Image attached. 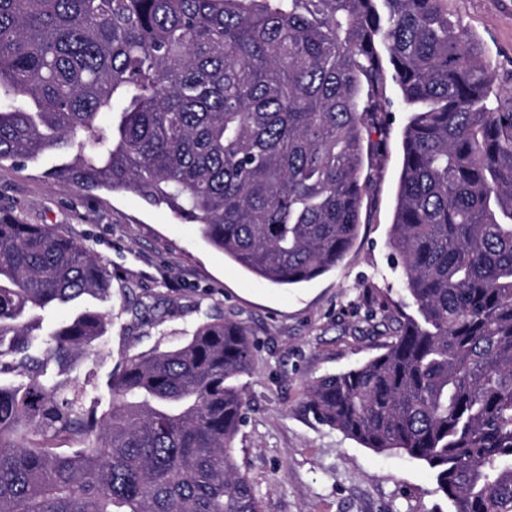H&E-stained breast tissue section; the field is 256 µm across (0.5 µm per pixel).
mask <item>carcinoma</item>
Wrapping results in <instances>:
<instances>
[{
  "instance_id": "carcinoma-1",
  "label": "carcinoma",
  "mask_w": 512,
  "mask_h": 512,
  "mask_svg": "<svg viewBox=\"0 0 512 512\" xmlns=\"http://www.w3.org/2000/svg\"><path fill=\"white\" fill-rule=\"evenodd\" d=\"M448 0H0V162L43 153L85 192L198 225L274 285L358 234L364 141L396 88L390 245L416 312L383 351L307 383L317 420L424 462L453 512H512V105ZM112 297L83 240L0 208V512H262L238 465L254 342L208 318L125 358L100 411L70 377L112 356Z\"/></svg>"
}]
</instances>
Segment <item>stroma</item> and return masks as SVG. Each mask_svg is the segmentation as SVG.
<instances>
[{
  "label": "stroma",
  "mask_w": 512,
  "mask_h": 512,
  "mask_svg": "<svg viewBox=\"0 0 512 512\" xmlns=\"http://www.w3.org/2000/svg\"><path fill=\"white\" fill-rule=\"evenodd\" d=\"M479 42L495 77L490 104L512 101V0H448ZM408 112L393 113L365 168L370 181L358 236L335 268L311 281L276 286L207 245L197 225L128 192L87 194L56 186L47 154L18 167L0 164V207L30 224L79 237L112 279L103 309L111 361L85 359L79 385L109 409L110 376L122 357L185 342L206 317L240 322L256 343L242 377L247 414L235 440L237 460L263 512H452L433 472L401 454L378 453L322 425L305 405V385L381 351L386 322L405 300L401 267L389 245ZM388 307L368 318V289Z\"/></svg>",
  "instance_id": "35a3bbf8"
}]
</instances>
